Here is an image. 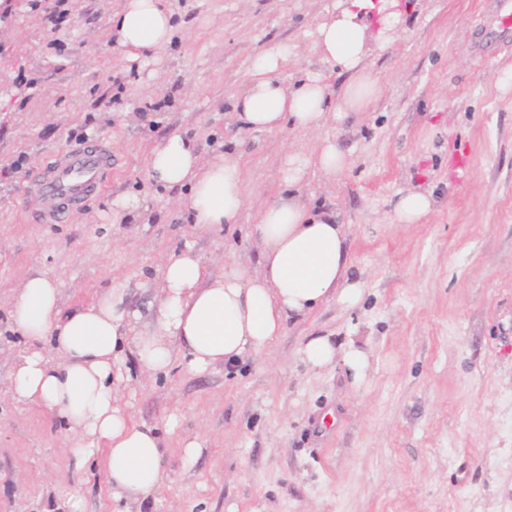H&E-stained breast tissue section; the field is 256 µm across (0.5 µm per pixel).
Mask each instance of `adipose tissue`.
Masks as SVG:
<instances>
[{
	"label": "adipose tissue",
	"mask_w": 512,
	"mask_h": 512,
	"mask_svg": "<svg viewBox=\"0 0 512 512\" xmlns=\"http://www.w3.org/2000/svg\"><path fill=\"white\" fill-rule=\"evenodd\" d=\"M372 9L379 14L377 45L386 47L400 23L393 0H344L314 34L320 62L352 75L343 101H333L317 73L284 85L279 74L290 49L275 43L254 55L246 72L234 106L242 128L315 131L329 113L364 110L377 92L376 80L358 69L367 41L362 17ZM175 33L167 0H123L112 16V45L129 62L155 58ZM348 166L346 152L326 139L312 154L285 157L283 180L293 188L309 169L332 177ZM147 174L164 189L180 190V206L202 230L236 224L247 203L239 156L224 153L201 161L194 141L179 135L152 149ZM251 233L261 246L254 273L233 267L215 276L192 249L170 254L159 269L162 293L150 307L153 326L143 334L135 331L141 313L131 307L125 284H113L65 316L55 281L32 277L17 292L11 316L30 346L11 374L12 396L57 414L74 437L75 466L99 461L116 498H147L168 479L157 426L135 422L122 396L123 384L131 380L126 351H133L145 373L179 363L201 374L263 350L288 322L305 319L329 298L350 305L360 301L359 285L349 276L346 229L335 213L282 196L264 204ZM47 339L55 357L39 347ZM300 354L313 370L340 363L358 377L367 366L362 349L341 347L326 336L310 337Z\"/></svg>",
	"instance_id": "adipose-tissue-1"
}]
</instances>
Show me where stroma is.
<instances>
[{"instance_id": "obj_1", "label": "stroma", "mask_w": 512, "mask_h": 512, "mask_svg": "<svg viewBox=\"0 0 512 512\" xmlns=\"http://www.w3.org/2000/svg\"><path fill=\"white\" fill-rule=\"evenodd\" d=\"M335 2L170 0L174 41L140 67L112 52L122 0H65L57 25L55 0L0 11V512H69L75 494L84 512H512V87L499 83L512 47L490 24L494 0H399L392 42L361 63L378 86L367 110L317 131L241 130L234 103L251 58L279 42L292 51L286 83L322 71L313 33ZM174 134L204 161L240 154L249 202L232 229H196L177 192L148 180L150 151ZM327 138L348 169H310L297 192L344 224L361 301L329 299L232 367L147 376L128 360L129 412L161 426L169 481L116 504L98 464L75 469L60 419L12 397L28 347L10 317L17 289L56 281L66 314L122 282L147 331L171 252L192 245L216 274L228 261L257 269L248 228L282 190L283 159ZM95 139L112 146L103 191L59 223H34L39 201L21 186ZM459 154L471 158L460 187ZM410 191L432 193V212L393 223ZM129 193L141 211L113 223L108 201ZM312 336L364 350V376L305 367ZM187 438L201 444L189 464Z\"/></svg>"}]
</instances>
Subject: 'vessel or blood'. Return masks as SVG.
<instances>
[{
	"instance_id": "obj_1",
	"label": "vessel or blood",
	"mask_w": 512,
	"mask_h": 512,
	"mask_svg": "<svg viewBox=\"0 0 512 512\" xmlns=\"http://www.w3.org/2000/svg\"><path fill=\"white\" fill-rule=\"evenodd\" d=\"M111 164L112 149L101 140L52 156L39 179L23 188L24 193L37 195L41 201L36 221L58 223L66 207L79 205L99 193L103 188L100 173Z\"/></svg>"
}]
</instances>
